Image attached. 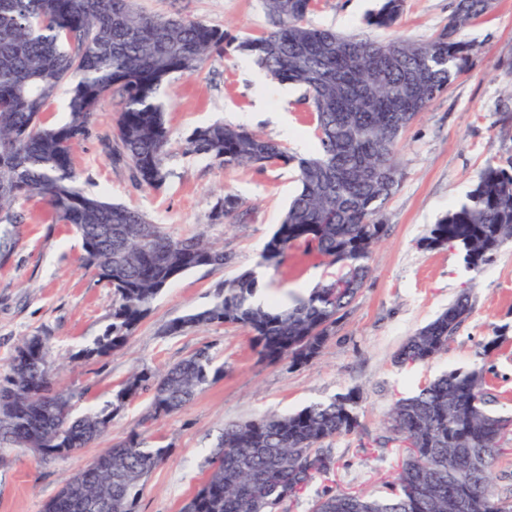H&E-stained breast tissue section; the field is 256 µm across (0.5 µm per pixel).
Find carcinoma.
Wrapping results in <instances>:
<instances>
[{
	"instance_id": "obj_1",
	"label": "carcinoma",
	"mask_w": 512,
	"mask_h": 512,
	"mask_svg": "<svg viewBox=\"0 0 512 512\" xmlns=\"http://www.w3.org/2000/svg\"><path fill=\"white\" fill-rule=\"evenodd\" d=\"M270 28L258 36L231 37L221 27L179 13L149 14L135 0H0V223L15 224L16 205L32 197L49 208L52 221L81 237L83 265L113 289L111 322L86 356L122 348L161 290L199 267L221 270L224 248L191 236L170 237L145 213L90 194L77 185L74 147L89 138L101 100L117 94L123 107L113 132L119 154L140 186L161 188L167 177L170 132L160 87L176 75H193L227 47L253 59L269 76L304 89L315 118L318 149L309 156L242 126L215 122L195 130L185 151L226 167L281 165L292 170L298 191L261 258L277 264L303 243L353 272L332 280L288 308L255 302L253 273L224 283L208 308L173 322L168 332L213 323L250 330L260 357L305 365L317 358L332 328L346 314L371 273L375 246L386 236L383 211L403 173L397 159L402 134L428 106L466 75L482 46L462 38L492 0H451L448 25L422 42L342 34L309 22L315 0H261ZM404 0H383L365 24L396 28ZM69 86V120L44 122L63 86ZM232 193L214 204L216 221L242 220L246 212ZM464 252L480 271L512 241V159L489 162L464 202L428 231ZM462 293L435 319L409 337L397 353L403 365L433 359L470 313ZM214 356L198 349L161 371L133 372L112 403L74 418L71 395L58 389L43 339L33 336L0 376V441L42 448L43 456H68L109 427L112 412L142 391L151 394L148 416L180 411L209 381ZM359 396L349 391L282 416L228 424L211 459L212 471L183 512H287L317 474L334 464L325 443L359 427ZM483 371L451 369L417 393L395 400L386 441L409 443L397 482L382 496L330 492L312 512H448V497L464 500L465 512H512V501L492 491V468L511 417L489 408ZM133 434L96 457V471L72 475L44 512H75L65 492L81 481L86 497L106 502L105 512H133L144 478L167 457ZM429 489L413 497L415 484Z\"/></svg>"
}]
</instances>
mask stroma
<instances>
[{
    "label": "stroma",
    "instance_id": "stroma-1",
    "mask_svg": "<svg viewBox=\"0 0 512 512\" xmlns=\"http://www.w3.org/2000/svg\"><path fill=\"white\" fill-rule=\"evenodd\" d=\"M450 0H406L395 33L425 40L448 23ZM157 15L180 11L233 35L269 26L260 0H137ZM378 0H318L312 24L360 32ZM464 39L480 43L469 73L454 82L403 133L401 184L385 207L388 232L375 247L365 281L320 356L304 366L260 361L248 329L211 324L169 334L174 320L209 306L225 281L258 272L259 298L285 307L340 272L305 246L291 248L279 264L262 262L264 244L280 224L297 184L278 165L227 167L184 153L186 136L216 121L241 125L305 155L317 148L315 120L302 88L256 82L253 60L234 51L209 60L195 75L175 76L161 101L171 131L170 175L161 189L138 186L124 162L104 147L121 109L105 97L93 135L73 150L81 187L147 213L173 238L201 234L223 245V270L207 267L177 277L154 300L126 345L105 356L84 351L110 322L111 286L82 266L80 238L70 226L51 223L45 206L21 202L16 224L0 225V376L15 349L42 337L60 388L74 392L75 411L103 407L135 369L160 370L197 349L210 347L221 372L178 413L146 419L149 393L112 416L108 430L79 452L41 459L29 449L0 444V512H44L64 481L113 443L139 434L147 446L168 448L146 478L135 512H182L208 477L213 446L225 424L301 409L351 390L359 391L358 433L330 441L335 464L314 479L290 512H310L328 488L378 495L394 482L401 451L385 444V422L396 398L450 369H482L494 411L512 417V242L480 272L460 250L429 251L419 245L432 224L463 202L488 161L512 157V0H493L491 11L466 27ZM239 197L244 221L212 218L217 197ZM470 290L468 318L437 357L415 365L396 354L417 330Z\"/></svg>",
    "mask_w": 512,
    "mask_h": 512
}]
</instances>
